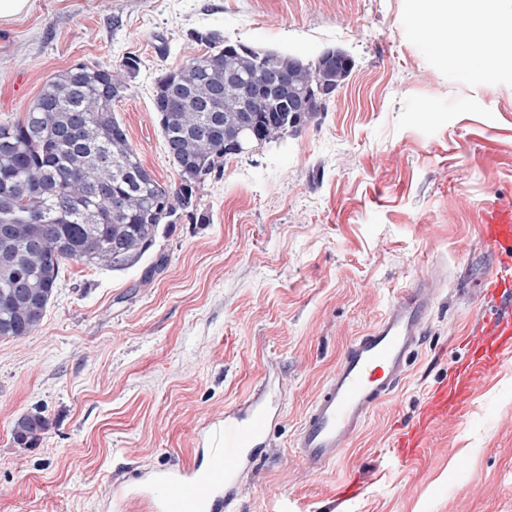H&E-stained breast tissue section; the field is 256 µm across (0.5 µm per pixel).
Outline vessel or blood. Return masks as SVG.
Masks as SVG:
<instances>
[{"label":"vessel or blood","instance_id":"obj_1","mask_svg":"<svg viewBox=\"0 0 512 512\" xmlns=\"http://www.w3.org/2000/svg\"><path fill=\"white\" fill-rule=\"evenodd\" d=\"M483 243L504 263L492 287L512 302V198H502L481 216ZM433 294L422 284L396 297L368 331L346 348L332 375L309 406L295 446L307 469L316 471L339 459L372 410L393 395L407 374L410 357L425 333ZM485 331L470 364L438 387L431 399V416L456 408L500 359L512 353V314L495 311L484 316ZM279 403L268 393L251 395L211 426L202 466L155 471L145 476L148 487L139 498L146 512H214L232 507L239 477L252 449L265 447ZM422 427L399 440L402 459L412 460L423 446Z\"/></svg>","mask_w":512,"mask_h":512}]
</instances>
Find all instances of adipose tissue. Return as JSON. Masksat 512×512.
I'll return each mask as SVG.
<instances>
[{
	"label": "adipose tissue",
	"mask_w": 512,
	"mask_h": 512,
	"mask_svg": "<svg viewBox=\"0 0 512 512\" xmlns=\"http://www.w3.org/2000/svg\"><path fill=\"white\" fill-rule=\"evenodd\" d=\"M412 0L409 21L417 30L439 31L433 48L448 47L468 78L498 83L512 71V55L501 53L502 41L512 39V0Z\"/></svg>",
	"instance_id": "adipose-tissue-1"
}]
</instances>
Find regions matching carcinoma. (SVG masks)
Masks as SVG:
<instances>
[{
  "label": "carcinoma",
  "mask_w": 512,
  "mask_h": 512,
  "mask_svg": "<svg viewBox=\"0 0 512 512\" xmlns=\"http://www.w3.org/2000/svg\"><path fill=\"white\" fill-rule=\"evenodd\" d=\"M193 41L205 51L157 80L153 108L176 98L178 106L159 113L161 134L179 183L159 182L142 164L114 105L129 88L138 62L128 58L117 67L84 65L74 79L65 69L49 79L23 117L0 123V225L30 213L43 219L17 224L16 238L0 236V254L8 252L13 271L0 272V339L21 340L37 333L53 297L60 263L122 271L140 263L153 246L159 226L177 210L193 205L202 179L235 155L237 128L250 121L264 131L263 140L288 133L299 115L286 102L253 101L241 112L237 85L225 81L236 71L251 79L295 69L296 84L315 91L336 90L351 72L345 64L315 65L279 52H259L213 32ZM86 124L85 140L64 137L68 122ZM125 199L123 212L112 211V196ZM41 409L17 417L13 441L36 446L47 429Z\"/></svg>",
  "instance_id": "cac0c4a2"
}]
</instances>
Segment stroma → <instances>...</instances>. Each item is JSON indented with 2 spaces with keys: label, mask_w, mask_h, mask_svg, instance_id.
Returning <instances> with one entry per match:
<instances>
[{
  "label": "stroma",
  "mask_w": 512,
  "mask_h": 512,
  "mask_svg": "<svg viewBox=\"0 0 512 512\" xmlns=\"http://www.w3.org/2000/svg\"><path fill=\"white\" fill-rule=\"evenodd\" d=\"M409 0H35L0 26V121L77 63L139 68L114 111L143 166L177 172L152 109L157 79L201 47L194 31L349 78L296 132L225 159L145 259L114 272L62 263L40 331L0 339V512H114L140 470L195 462V437L263 383L282 410L240 481L237 512H512V356L406 462L395 452L432 391L470 363L461 338L496 308L500 256L480 213L512 197V82L475 84L404 22ZM166 267L149 273L157 255ZM433 290L396 395L344 458L306 469L294 446L348 344L401 288ZM50 420L33 448L21 413ZM456 449L447 457V449ZM358 491L337 503L340 484ZM48 420L41 409H34L17 417L12 426L13 441L24 448H33L42 439Z\"/></svg>",
  "instance_id": "35a3bbf8"
}]
</instances>
